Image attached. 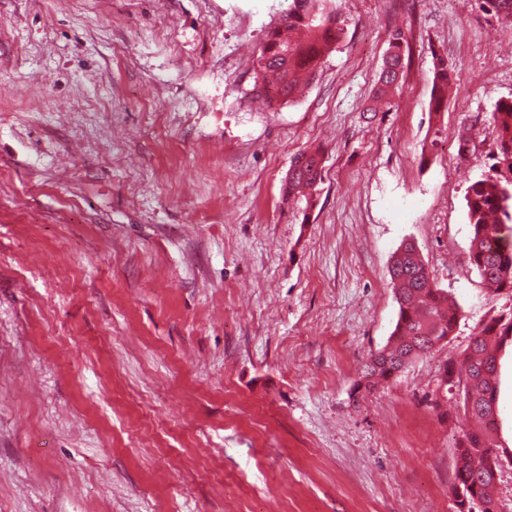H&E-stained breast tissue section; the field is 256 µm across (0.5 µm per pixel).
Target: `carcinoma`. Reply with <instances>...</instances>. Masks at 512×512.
<instances>
[{
	"label": "carcinoma",
	"instance_id": "cac0c4a2",
	"mask_svg": "<svg viewBox=\"0 0 512 512\" xmlns=\"http://www.w3.org/2000/svg\"><path fill=\"white\" fill-rule=\"evenodd\" d=\"M480 8L512 21V0H481ZM344 28L336 0H289L282 22L269 30L255 61L253 92L270 105L294 101L300 87L314 78L324 56L342 38ZM405 34L390 32L370 112L378 111L399 88L403 75ZM431 111L448 105L453 66L433 55ZM492 174L469 185L465 209L471 236L468 265L488 289L512 290V97L496 102L492 115ZM322 154L302 153L293 160L283 185L289 201L320 180ZM389 275L398 306L397 321L385 346L370 356L352 394L371 393L413 360L426 356L456 328L459 307L448 291L430 278L419 251L403 242L392 255ZM512 336V315L491 319L473 337L460 363L458 392L474 426L456 443L454 496L462 497L455 512H482L477 502L494 501L493 473L498 471L499 446L493 403L499 397L498 353Z\"/></svg>",
	"mask_w": 512,
	"mask_h": 512
}]
</instances>
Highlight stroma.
Segmentation results:
<instances>
[{"label":"stroma","instance_id":"stroma-1","mask_svg":"<svg viewBox=\"0 0 512 512\" xmlns=\"http://www.w3.org/2000/svg\"><path fill=\"white\" fill-rule=\"evenodd\" d=\"M287 8L0 0V512H454L469 419L441 380L512 312L467 265L464 206L512 25L475 0H341L342 39L272 109L254 63ZM397 28L403 78L373 114ZM436 52L456 83L437 120ZM317 149L313 198L283 203ZM406 240L458 322L356 399ZM499 371L512 450L511 346ZM321 165L322 154L320 151L297 155L292 160L283 181L282 195L284 201L303 195L302 193L306 189H312L320 180Z\"/></svg>","mask_w":512,"mask_h":512}]
</instances>
